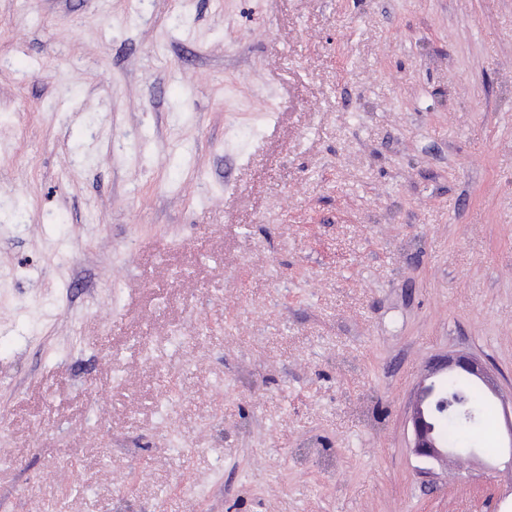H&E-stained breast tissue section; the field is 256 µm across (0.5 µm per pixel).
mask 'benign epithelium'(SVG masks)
Wrapping results in <instances>:
<instances>
[{
    "mask_svg": "<svg viewBox=\"0 0 512 512\" xmlns=\"http://www.w3.org/2000/svg\"><path fill=\"white\" fill-rule=\"evenodd\" d=\"M443 371L448 374L464 373L473 382H480L486 386L495 397H501L500 388L494 376L485 363L471 353L449 354L431 366L430 372L424 376L418 386L410 410L409 423L412 429L411 451L414 456L424 462L438 464L447 461L448 455L454 452V449L443 442L436 426L437 415L444 413L453 405L439 382L433 379V376Z\"/></svg>",
    "mask_w": 512,
    "mask_h": 512,
    "instance_id": "1",
    "label": "benign epithelium"
}]
</instances>
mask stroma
I'll use <instances>...</instances> for the list:
<instances>
[{
    "label": "stroma",
    "mask_w": 512,
    "mask_h": 512,
    "mask_svg": "<svg viewBox=\"0 0 512 512\" xmlns=\"http://www.w3.org/2000/svg\"><path fill=\"white\" fill-rule=\"evenodd\" d=\"M456 352L512 393V0H0V512H512L499 401L410 450ZM430 372L421 380L415 400L410 410L409 423L412 429V445L410 446L414 456L424 462L441 464L447 462L448 455L461 447V434L472 431L480 424L486 405L477 391H475L466 378L455 375L446 381V390L441 388L439 381L431 380L433 376L443 371L446 374L465 373L474 383L481 382L495 397L502 402L505 426L508 435L509 452L512 454V393L510 404L503 398L496 379L490 373L485 363L476 355L467 352L449 354L437 360ZM446 392V393H445ZM448 395L460 396L465 401V407L469 415L465 413H447L441 419L440 433L448 443L445 444L438 433L436 421L437 414H442L454 403L448 399Z\"/></svg>",
    "instance_id": "obj_1"
}]
</instances>
